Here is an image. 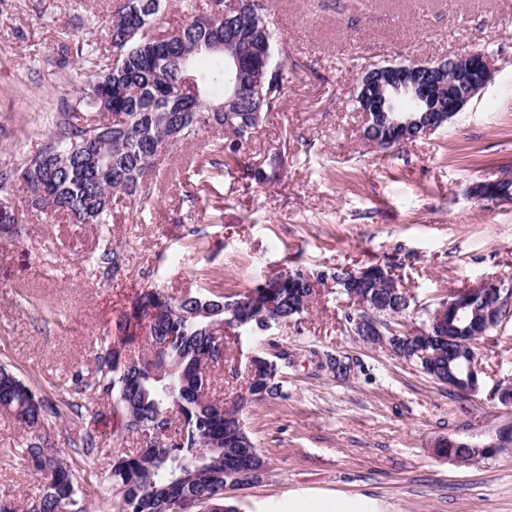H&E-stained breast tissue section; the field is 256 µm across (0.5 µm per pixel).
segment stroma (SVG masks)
<instances>
[{
  "instance_id": "35a3bbf8",
  "label": "stroma",
  "mask_w": 512,
  "mask_h": 512,
  "mask_svg": "<svg viewBox=\"0 0 512 512\" xmlns=\"http://www.w3.org/2000/svg\"><path fill=\"white\" fill-rule=\"evenodd\" d=\"M299 67L286 97L238 158L213 165L204 132L170 152L140 201L121 198L105 231L22 210L18 240L0 238V363L50 400L49 378L90 367L100 338L147 288L167 294H235L287 269L389 263L414 297L413 323L449 291L483 279L512 283V200L481 201L473 184L512 177V0H265ZM109 0H0V168L20 167L45 141V118L80 85L75 46L104 42ZM474 50L492 56V82L450 124L381 149L353 106L365 67ZM287 158L259 182L244 164ZM121 255L117 272L91 261ZM343 299L321 296L300 326L244 335L229 351L224 397L244 385L250 357L278 362L283 397L247 405L245 425L268 463L262 480L226 493L236 512H286L310 494H345L378 512H512V454L472 466L448 462L447 438L495 433L512 407L493 391L512 382V310L478 345L486 369L466 399L346 329ZM351 363L317 370L313 353ZM97 444L77 442L87 418L49 419L41 437L82 471L88 512H116L105 478L115 452L132 447L108 403ZM0 419V503L39 493L17 441Z\"/></svg>"
}]
</instances>
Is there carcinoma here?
<instances>
[{"instance_id": "carcinoma-1", "label": "carcinoma", "mask_w": 512, "mask_h": 512, "mask_svg": "<svg viewBox=\"0 0 512 512\" xmlns=\"http://www.w3.org/2000/svg\"><path fill=\"white\" fill-rule=\"evenodd\" d=\"M249 2L242 22L250 29V46L258 51L252 68L258 88L241 111L230 115L207 110L210 103L224 99V55L207 47L214 37L224 36V30L199 25L211 5L188 14L179 28L159 31L153 25L167 0H115L107 60L93 43L77 50V56L89 63L77 95L46 116L49 136L41 149L19 169L0 172V207L18 218L10 196L19 186L32 210L60 214L74 224H107L113 196L141 197L156 160L195 140L199 132L217 133L213 154H239L267 115L282 104V68L288 61V46L270 27L265 7L260 0ZM187 49L194 50L196 90L184 93L178 86L176 59ZM391 134V128L378 123L364 136L380 145ZM282 163L281 155L274 154L252 173L260 180L275 178ZM310 276L312 285L304 279L277 284L270 277L235 295L206 291L174 298L152 288L136 296L120 316L119 336L106 337L94 355L93 369L75 371L66 381L50 380L63 396L90 392L111 399L125 416L127 430L139 437L140 447L117 451L105 471L117 512H181L188 500L213 512L210 505H224L227 485L240 478L246 479L244 487L253 485L250 471L264 464L243 417L233 418L242 413L245 396L228 408L224 398L211 395L209 372L224 367L226 336L220 335L212 318L199 314L202 306L222 303L228 319L237 300L276 285L275 307L254 309L252 319L237 328L238 338L300 323L327 285L340 297L354 293L363 303L377 306L387 336L388 328L398 326L396 319L408 310L410 294L386 272L356 286L349 283L351 268L345 266L312 271ZM139 338L146 341L149 353L137 359L122 356L121 348ZM419 345L405 344L408 362L428 375L439 368L448 370V345H442L441 356L433 362L416 354ZM254 364L261 372L255 379L247 378V394L263 384L268 397H285L276 382L277 365L259 356ZM0 416L34 431L60 411L0 364ZM156 429L172 435L155 438ZM23 453L42 483L26 512H60L63 505L83 512L78 506L79 479L60 462L58 449L43 440H27Z\"/></svg>"}]
</instances>
